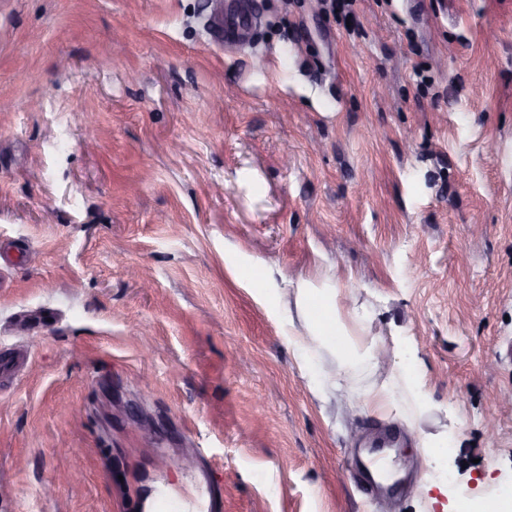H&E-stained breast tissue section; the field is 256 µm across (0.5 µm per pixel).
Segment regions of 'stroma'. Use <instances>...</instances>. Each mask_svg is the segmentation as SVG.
<instances>
[{
	"mask_svg": "<svg viewBox=\"0 0 512 512\" xmlns=\"http://www.w3.org/2000/svg\"><path fill=\"white\" fill-rule=\"evenodd\" d=\"M224 3L0 0V512L512 491V0H355L352 28L240 0L242 49L210 40ZM256 259L336 277L428 410L315 399ZM144 512H181L185 510V503L171 492L153 491L141 492Z\"/></svg>",
	"mask_w": 512,
	"mask_h": 512,
	"instance_id": "35a3bbf8",
	"label": "stroma"
}]
</instances>
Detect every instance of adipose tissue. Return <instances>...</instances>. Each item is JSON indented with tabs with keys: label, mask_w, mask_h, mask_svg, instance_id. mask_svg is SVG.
I'll return each instance as SVG.
<instances>
[{
	"label": "adipose tissue",
	"mask_w": 512,
	"mask_h": 512,
	"mask_svg": "<svg viewBox=\"0 0 512 512\" xmlns=\"http://www.w3.org/2000/svg\"><path fill=\"white\" fill-rule=\"evenodd\" d=\"M243 274L284 317L298 315L300 325L289 328L288 345L314 397L326 403L336 393L347 391L351 366L369 355L368 350L362 349L351 338L353 327L366 323L365 314L341 306V290L328 276L316 280L300 276L288 280L285 287L272 288L268 285L269 275L264 265H252L245 268ZM322 347L341 356L337 370L328 371L321 365L318 350ZM395 353L389 382L377 389L363 390L360 399L365 405L381 410L394 403L398 388L403 385L410 391L415 407L425 409L429 397L424 389L419 361L403 343H396Z\"/></svg>",
	"instance_id": "adipose-tissue-1"
}]
</instances>
